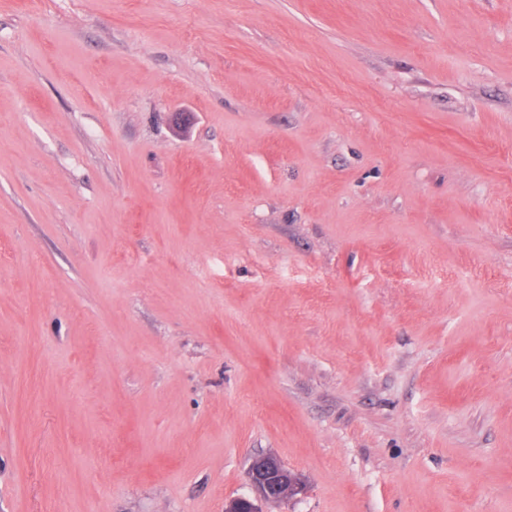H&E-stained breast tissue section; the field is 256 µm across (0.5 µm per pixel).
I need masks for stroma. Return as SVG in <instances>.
<instances>
[{"instance_id": "1", "label": "stroma", "mask_w": 512, "mask_h": 512, "mask_svg": "<svg viewBox=\"0 0 512 512\" xmlns=\"http://www.w3.org/2000/svg\"><path fill=\"white\" fill-rule=\"evenodd\" d=\"M512 512V0H0V512ZM248 476L256 501L285 502L303 491L299 477L271 453L253 457Z\"/></svg>"}]
</instances>
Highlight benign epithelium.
I'll use <instances>...</instances> for the list:
<instances>
[{
    "label": "benign epithelium",
    "instance_id": "obj_1",
    "mask_svg": "<svg viewBox=\"0 0 512 512\" xmlns=\"http://www.w3.org/2000/svg\"><path fill=\"white\" fill-rule=\"evenodd\" d=\"M248 476L256 499L233 497L224 503V512H261L255 501L285 502L303 491L299 477L271 453L253 457Z\"/></svg>",
    "mask_w": 512,
    "mask_h": 512
}]
</instances>
